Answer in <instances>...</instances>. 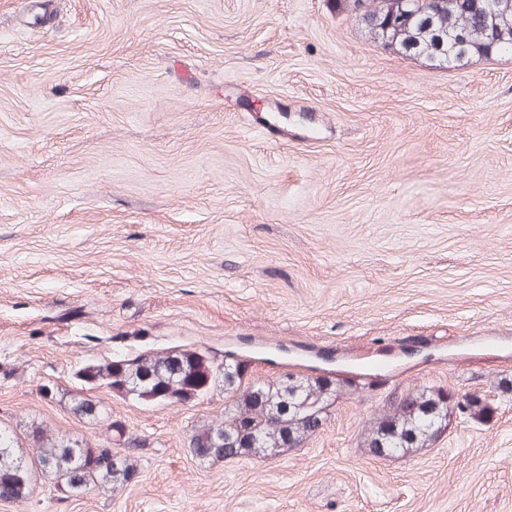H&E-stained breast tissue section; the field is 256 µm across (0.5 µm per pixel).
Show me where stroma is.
<instances>
[{
    "mask_svg": "<svg viewBox=\"0 0 512 512\" xmlns=\"http://www.w3.org/2000/svg\"><path fill=\"white\" fill-rule=\"evenodd\" d=\"M175 346L342 394L305 447L201 464L222 391L95 390L137 482L0 512H512V55L409 57L341 0H0V422L107 444L42 385ZM432 385L490 419L363 446Z\"/></svg>",
    "mask_w": 512,
    "mask_h": 512,
    "instance_id": "1",
    "label": "stroma"
}]
</instances>
